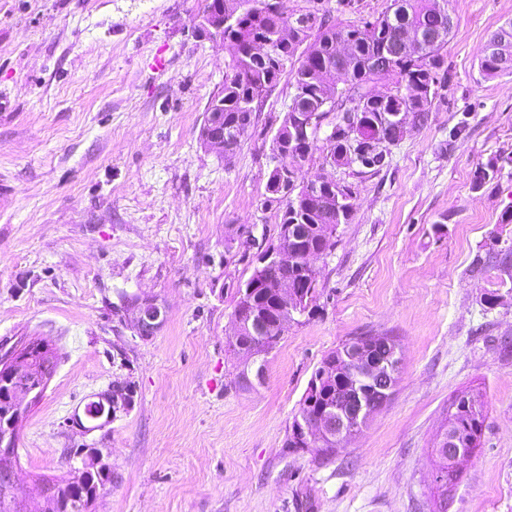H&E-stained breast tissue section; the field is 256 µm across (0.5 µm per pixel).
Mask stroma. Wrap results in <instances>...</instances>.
I'll list each match as a JSON object with an SVG mask.
<instances>
[{
	"instance_id": "obj_1",
	"label": "stroma",
	"mask_w": 512,
	"mask_h": 512,
	"mask_svg": "<svg viewBox=\"0 0 512 512\" xmlns=\"http://www.w3.org/2000/svg\"><path fill=\"white\" fill-rule=\"evenodd\" d=\"M202 7L0 0V358L34 339L57 356L23 402L18 503L41 512V485L89 445L112 471L96 512H512V72L479 63L512 0H448L443 97L383 166L304 162L351 186L354 211L314 262L315 314L285 327L251 388L226 342L245 240L278 238L268 156L293 89L285 74L264 95L231 160L206 149L229 52L195 35ZM125 294L164 303L158 333L135 332ZM354 336L396 339L389 403L333 457L287 447L314 370ZM116 382L135 387L128 413L68 425ZM463 394L485 421L444 489L434 446Z\"/></svg>"
}]
</instances>
